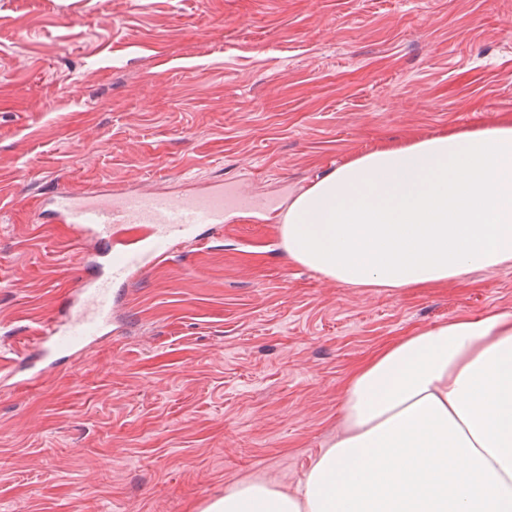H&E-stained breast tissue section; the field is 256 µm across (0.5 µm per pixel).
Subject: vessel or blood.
<instances>
[{
  "mask_svg": "<svg viewBox=\"0 0 512 512\" xmlns=\"http://www.w3.org/2000/svg\"><path fill=\"white\" fill-rule=\"evenodd\" d=\"M266 198L240 189L225 190L217 182L178 197L119 188L86 193L57 192L37 208L39 222L70 225L77 242L106 241L124 226L144 224L148 244L111 253L106 278L82 280L65 319L48 321L32 341L35 350L80 354L109 334L112 325V284L126 281L166 262L181 247L197 239L200 225L222 228L235 210L260 212Z\"/></svg>",
  "mask_w": 512,
  "mask_h": 512,
  "instance_id": "1",
  "label": "vessel or blood"
}]
</instances>
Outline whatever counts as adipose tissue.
<instances>
[{
  "mask_svg": "<svg viewBox=\"0 0 512 512\" xmlns=\"http://www.w3.org/2000/svg\"><path fill=\"white\" fill-rule=\"evenodd\" d=\"M341 286L433 288L512 266V114L352 156L279 226ZM200 512H512V309L412 330L356 364L304 480L225 489Z\"/></svg>",
  "mask_w": 512,
  "mask_h": 512,
  "instance_id": "1",
  "label": "adipose tissue"
}]
</instances>
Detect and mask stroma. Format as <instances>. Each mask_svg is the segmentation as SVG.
Wrapping results in <instances>:
<instances>
[{
  "instance_id": "35a3bbf8",
  "label": "stroma",
  "mask_w": 512,
  "mask_h": 512,
  "mask_svg": "<svg viewBox=\"0 0 512 512\" xmlns=\"http://www.w3.org/2000/svg\"><path fill=\"white\" fill-rule=\"evenodd\" d=\"M512 114V0H0V352L21 359L85 264L41 198L209 181L270 198L112 285L119 330L0 386V512H197L296 488L349 370L411 330L512 309V267L435 288L339 286L276 234L292 198L387 139Z\"/></svg>"
}]
</instances>
